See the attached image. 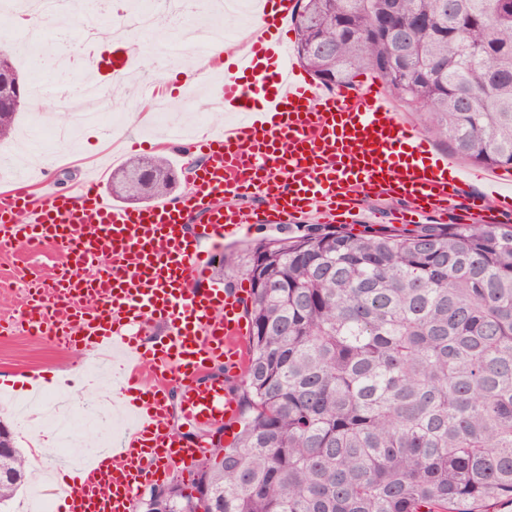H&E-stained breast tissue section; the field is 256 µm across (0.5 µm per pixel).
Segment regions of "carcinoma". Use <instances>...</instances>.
Masks as SVG:
<instances>
[{"instance_id":"1","label":"carcinoma","mask_w":512,"mask_h":512,"mask_svg":"<svg viewBox=\"0 0 512 512\" xmlns=\"http://www.w3.org/2000/svg\"><path fill=\"white\" fill-rule=\"evenodd\" d=\"M295 54L319 84L365 72L422 131L512 169V0H300ZM404 64L391 73L388 59ZM31 96L0 52V141ZM164 154L112 171V196L170 195ZM249 278L240 430L144 512H487L512 500V225L430 224L263 238ZM0 505L29 479L7 425Z\"/></svg>"}]
</instances>
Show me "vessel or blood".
I'll use <instances>...</instances> for the list:
<instances>
[{
  "instance_id": "1",
  "label": "vessel or blood",
  "mask_w": 512,
  "mask_h": 512,
  "mask_svg": "<svg viewBox=\"0 0 512 512\" xmlns=\"http://www.w3.org/2000/svg\"><path fill=\"white\" fill-rule=\"evenodd\" d=\"M258 2L246 50L224 58L218 100L239 121L201 145L190 193L122 207L90 182L72 194L44 192L35 203L23 176L0 193V251L64 248L51 280L31 281L18 329L81 352L111 349L117 396L134 397L132 428L96 451L65 498L67 512H132L139 487L204 457L170 427L171 389L188 419L236 423L238 403L226 382L246 363L249 295L203 282L226 240L250 223L296 224L313 213L349 224L363 197L404 199L394 215L399 224L458 206L465 174L398 120L379 84L320 93L288 51L284 23L297 0ZM134 57L127 41L115 39L114 76L128 73ZM474 178L483 190L462 205L465 218L492 223L512 211V191L503 192L498 173ZM251 196L269 199V207L246 215L224 203ZM489 199L494 209L486 208ZM157 324L165 336L147 340Z\"/></svg>"
}]
</instances>
